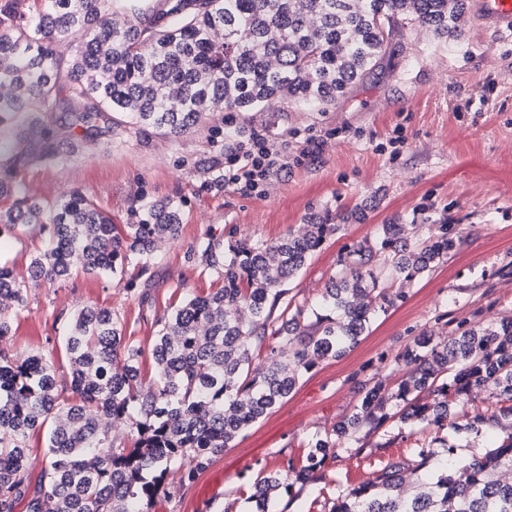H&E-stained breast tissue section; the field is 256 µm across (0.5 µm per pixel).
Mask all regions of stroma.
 <instances>
[{
	"mask_svg": "<svg viewBox=\"0 0 512 512\" xmlns=\"http://www.w3.org/2000/svg\"><path fill=\"white\" fill-rule=\"evenodd\" d=\"M512 31L487 26L470 12L461 39L438 42L425 30L403 29L378 74L364 79L334 108L306 112L276 99L254 112H224L181 135L127 124L120 113L99 120L91 135L61 126L47 112L60 153L32 159L22 174L28 194L47 200L78 189L115 223H125L137 198H170L184 211L181 231L150 261L152 303L140 305L123 283L81 273L32 288L10 344L21 356L40 352L66 366L63 338L76 310L115 311L132 341L149 346L154 318L190 294L208 293L224 280L203 255L200 241L240 235L274 239L318 218L338 225L293 280L299 299L317 297L350 246L381 224H415L420 235L453 224L461 241L447 260L408 285L405 300L376 316L359 344L303 375L288 400L243 432L190 483L170 474L171 495L153 512H252L250 478L276 468L286 455L302 456L315 436L331 432L358 399L355 378L406 375L395 361L421 334L456 337V323L473 326L512 318ZM405 144L398 159L378 146L395 126ZM223 135H216L214 127ZM263 135L285 167L265 195L246 198L234 188L202 191L224 173V149ZM321 142L306 151L308 137ZM44 236L17 232L0 240V261L28 277ZM413 454V442L387 423L375 434L359 430L324 469L326 480L352 487L385 464Z\"/></svg>",
	"mask_w": 512,
	"mask_h": 512,
	"instance_id": "obj_1",
	"label": "stroma"
}]
</instances>
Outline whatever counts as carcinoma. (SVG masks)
Wrapping results in <instances>:
<instances>
[{
	"label": "carcinoma",
	"instance_id": "obj_1",
	"mask_svg": "<svg viewBox=\"0 0 512 512\" xmlns=\"http://www.w3.org/2000/svg\"><path fill=\"white\" fill-rule=\"evenodd\" d=\"M129 10L120 19L114 0H0V237H47L28 283L0 265V512L22 499L26 512H152L170 471L192 481L287 401L304 373L355 347L377 313L406 298L401 284L433 270L461 240L452 224L426 238L412 224H382L350 247L317 300L301 303L288 284L340 225L209 240L200 248L224 285L157 317L149 350L127 339L111 310L85 306L65 337L68 372L43 354L17 357L9 337L27 289L79 270L110 273L143 304L149 294L137 293L136 280L183 219L170 199L144 200L115 224L78 190L53 203L26 194L30 159L14 140L36 127L39 157L57 155L38 113L64 112L91 135L103 113L122 112L180 136L214 112L259 110L273 98L323 112L380 67L402 29L459 37L465 0H166L154 16L133 3ZM60 41L69 56L57 54ZM133 256L141 263L127 279ZM458 329L449 343L422 335L406 344L396 362L408 374L397 384L356 382L352 413L309 443L300 462L256 472L253 512H272L297 484L315 486L327 512H512V482L498 477L512 471V431L498 433L512 422V319L485 328L463 320ZM474 390L489 391L491 402L469 408ZM393 419L414 438L415 466L388 463L340 491L323 483L317 472L343 443ZM44 426L48 466L32 489L27 438ZM117 428L126 431L121 441ZM449 428L486 435L487 451L461 456L441 435Z\"/></svg>",
	"mask_w": 512,
	"mask_h": 512
}]
</instances>
